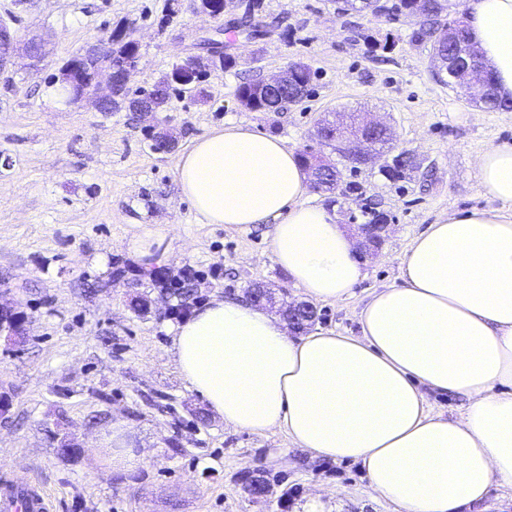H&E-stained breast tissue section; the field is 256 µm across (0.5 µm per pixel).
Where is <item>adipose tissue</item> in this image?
I'll list each match as a JSON object with an SVG mask.
<instances>
[{"label":"adipose tissue","mask_w":512,"mask_h":512,"mask_svg":"<svg viewBox=\"0 0 512 512\" xmlns=\"http://www.w3.org/2000/svg\"><path fill=\"white\" fill-rule=\"evenodd\" d=\"M501 97L512 98V0H462ZM180 195L207 224H267L274 262L314 301L348 298L364 274L335 211L278 137L242 127L194 140ZM477 181L492 209L458 211L415 236L400 284L374 292L355 335L294 337L265 307L219 297L174 328L180 376L226 425L283 432L318 459L360 465L396 512H459L512 489V146ZM466 398L454 419L429 396Z\"/></svg>","instance_id":"ef3b65f1"}]
</instances>
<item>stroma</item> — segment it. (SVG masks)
<instances>
[{"instance_id": "1", "label": "stroma", "mask_w": 512, "mask_h": 512, "mask_svg": "<svg viewBox=\"0 0 512 512\" xmlns=\"http://www.w3.org/2000/svg\"><path fill=\"white\" fill-rule=\"evenodd\" d=\"M0 0V20L17 42L0 75V304L19 306L29 321L23 339L0 338V490L7 483L46 491L53 512H393L376 498L359 464L317 460L283 433L225 425L181 378L170 352L178 322L169 289L190 282L192 304L214 296L242 298L252 284L274 289L280 304L305 300L274 262L266 224L204 223L178 190L175 165L193 140L244 127L282 138L338 162L318 126L337 114L367 112L392 128L396 149L421 167L391 182L377 169L344 173L363 199L309 191L311 204L333 207L351 230L363 202L388 211L381 250L362 258L364 279L346 300L318 304L316 327L359 330L369 296L400 282V261L429 224L462 210L492 208L478 189L479 157L512 146V111H484L436 83L426 48L411 44L408 19L337 15L331 0H261L273 26L260 40L232 35L235 67L209 68L204 96L172 93L165 111L147 116L98 111L88 101L53 103L64 62L111 32L140 42L129 87H152L188 58L200 38L229 29L239 9L212 18L181 0ZM42 41L31 63L28 40ZM303 62L313 90L285 112H256L236 96L239 85L269 80ZM171 132L174 149L157 146L151 127ZM167 229L168 251L154 267L125 244L143 229ZM123 277H114L115 268ZM141 458L126 473L103 465L112 427ZM81 444L62 457L61 438ZM266 471L263 497L246 490Z\"/></svg>"}]
</instances>
